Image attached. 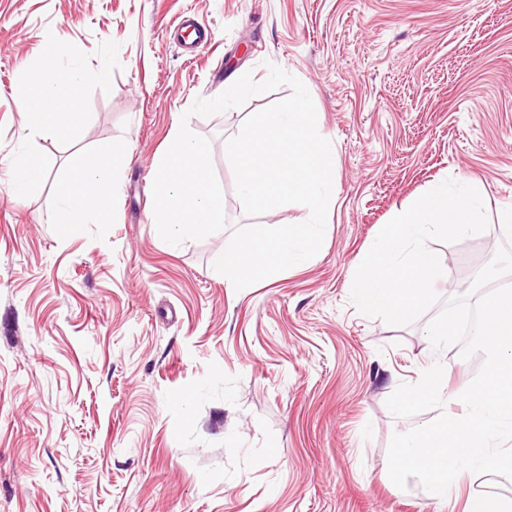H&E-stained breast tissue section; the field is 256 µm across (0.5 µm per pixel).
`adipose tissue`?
<instances>
[{"instance_id":"ef3b65f1","label":"adipose tissue","mask_w":512,"mask_h":512,"mask_svg":"<svg viewBox=\"0 0 512 512\" xmlns=\"http://www.w3.org/2000/svg\"><path fill=\"white\" fill-rule=\"evenodd\" d=\"M62 53L58 46L47 50L38 83L25 87L19 97L26 124L48 136L71 131L82 119L79 108L81 76L72 71L59 75L55 61ZM122 165L123 157L115 151L106 157L86 154L74 166L71 174L57 187L61 234H68L73 225L101 218Z\"/></svg>"}]
</instances>
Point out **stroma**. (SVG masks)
<instances>
[{
  "mask_svg": "<svg viewBox=\"0 0 512 512\" xmlns=\"http://www.w3.org/2000/svg\"><path fill=\"white\" fill-rule=\"evenodd\" d=\"M202 40L185 46L189 32ZM83 74L84 120L45 137L19 88ZM308 89L336 154V194L313 258L243 290L214 268L233 229L308 218L247 215L226 140L290 95L251 97L188 126L210 141L226 230L174 246L152 183L196 98L270 65ZM130 162L100 221L60 234L55 186L90 150ZM43 164L17 199L21 161ZM477 185L489 225L430 242L448 279L415 322L361 314L349 276L393 214L445 179ZM512 0H0V512H463L512 498V478L467 475L431 503L397 488L387 445L435 418L386 401L439 361L450 394L483 357L434 349L425 326L512 233Z\"/></svg>",
  "mask_w": 512,
  "mask_h": 512,
  "instance_id": "35a3bbf8",
  "label": "stroma"
}]
</instances>
